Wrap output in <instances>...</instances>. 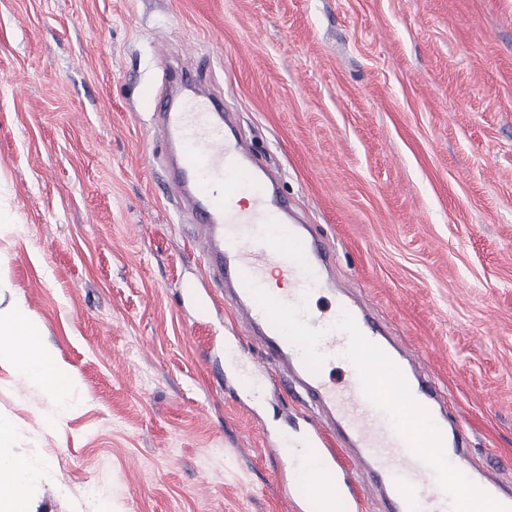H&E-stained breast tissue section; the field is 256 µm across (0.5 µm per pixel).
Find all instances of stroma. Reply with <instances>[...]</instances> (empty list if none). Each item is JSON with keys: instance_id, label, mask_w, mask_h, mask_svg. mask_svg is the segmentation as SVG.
Masks as SVG:
<instances>
[{"instance_id": "35a3bbf8", "label": "stroma", "mask_w": 512, "mask_h": 512, "mask_svg": "<svg viewBox=\"0 0 512 512\" xmlns=\"http://www.w3.org/2000/svg\"><path fill=\"white\" fill-rule=\"evenodd\" d=\"M192 55L332 275L425 355L512 481V0H0V302L78 384L66 416L0 361V455L32 512H289L299 401L203 273L152 101Z\"/></svg>"}]
</instances>
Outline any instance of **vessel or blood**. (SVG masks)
<instances>
[{
  "instance_id": "obj_1",
  "label": "vessel or blood",
  "mask_w": 512,
  "mask_h": 512,
  "mask_svg": "<svg viewBox=\"0 0 512 512\" xmlns=\"http://www.w3.org/2000/svg\"><path fill=\"white\" fill-rule=\"evenodd\" d=\"M155 111L165 148L180 152L171 183L189 204L207 277L247 324L266 364L286 378V391L304 393L317 416L306 455L285 450L293 475L279 482L292 512H303L306 506L294 495V487L312 481L320 471L333 475L334 491L346 512H365L368 489L376 491L381 512H452V504L434 471L394 429L389 413L367 400L356 366L349 362L341 370H308L299 350L251 297L243 282L247 276L262 284L268 274H275L280 287L274 295L289 304L306 297L325 301L324 309H307L305 319L326 329L319 348L328 360L341 356L348 345L347 335L334 327L340 314L348 313L401 370L415 400L437 426L448 462L512 508V485L476 463L464 418L449 412L433 376L408 346L395 340L349 289L334 285L332 249L306 225L291 221L287 203L275 195V176L256 174L250 167L251 151L241 138L225 132L222 111L198 97L178 107L161 97Z\"/></svg>"
}]
</instances>
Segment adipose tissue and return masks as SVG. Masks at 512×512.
Here are the masks:
<instances>
[{"label": "adipose tissue", "instance_id": "ef3b65f1", "mask_svg": "<svg viewBox=\"0 0 512 512\" xmlns=\"http://www.w3.org/2000/svg\"><path fill=\"white\" fill-rule=\"evenodd\" d=\"M42 336L40 322L22 300L0 307V356L11 360L19 376L55 398L65 414L70 410L67 398L73 379L62 371L56 352L43 343ZM34 476L25 457H0V512H27L23 489Z\"/></svg>", "mask_w": 512, "mask_h": 512}]
</instances>
